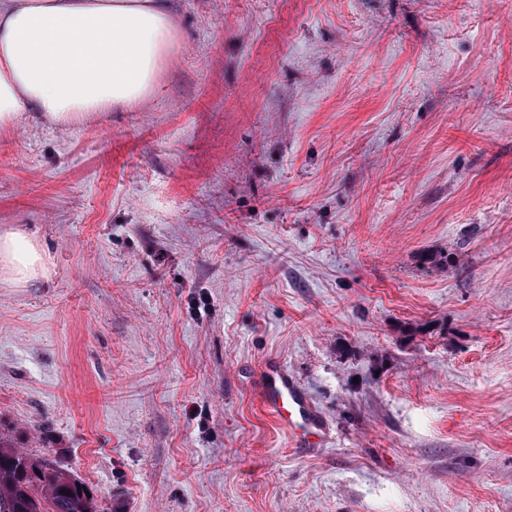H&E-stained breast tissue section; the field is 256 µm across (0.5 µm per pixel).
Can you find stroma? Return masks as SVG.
I'll return each mask as SVG.
<instances>
[{
    "label": "stroma",
    "instance_id": "stroma-1",
    "mask_svg": "<svg viewBox=\"0 0 512 512\" xmlns=\"http://www.w3.org/2000/svg\"><path fill=\"white\" fill-rule=\"evenodd\" d=\"M170 9L140 105L0 126L49 266L0 282V435L99 512H512V0ZM262 406L281 425L290 431H306V441L300 446L311 448L312 443L326 437L328 425L306 393L288 372L280 366L266 367L261 392Z\"/></svg>",
    "mask_w": 512,
    "mask_h": 512
}]
</instances>
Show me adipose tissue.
Instances as JSON below:
<instances>
[{
	"label": "adipose tissue",
	"mask_w": 512,
	"mask_h": 512,
	"mask_svg": "<svg viewBox=\"0 0 512 512\" xmlns=\"http://www.w3.org/2000/svg\"><path fill=\"white\" fill-rule=\"evenodd\" d=\"M176 45L167 0H0V126L31 109L65 124L154 91ZM48 274L41 245L0 234V280L24 288Z\"/></svg>",
	"instance_id": "1"
}]
</instances>
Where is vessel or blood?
I'll return each instance as SVG.
<instances>
[{
	"instance_id": "1",
	"label": "vessel or blood",
	"mask_w": 512,
	"mask_h": 512,
	"mask_svg": "<svg viewBox=\"0 0 512 512\" xmlns=\"http://www.w3.org/2000/svg\"><path fill=\"white\" fill-rule=\"evenodd\" d=\"M262 406L288 430L304 431L307 442L323 439L328 425L306 393L280 366L266 367L261 392Z\"/></svg>"
}]
</instances>
